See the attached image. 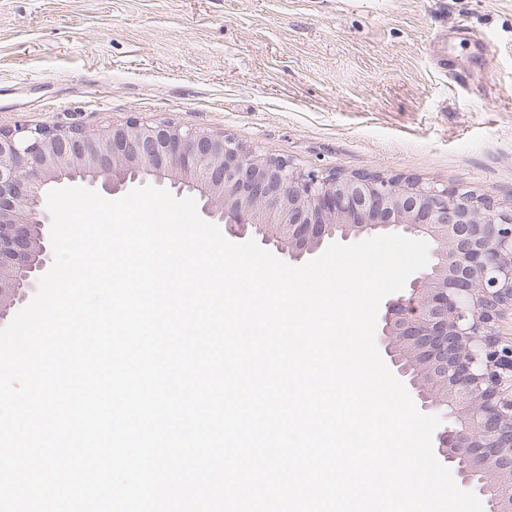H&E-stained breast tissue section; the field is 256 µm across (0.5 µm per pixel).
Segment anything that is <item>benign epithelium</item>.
<instances>
[{
	"label": "benign epithelium",
	"mask_w": 512,
	"mask_h": 512,
	"mask_svg": "<svg viewBox=\"0 0 512 512\" xmlns=\"http://www.w3.org/2000/svg\"><path fill=\"white\" fill-rule=\"evenodd\" d=\"M100 178L116 193L148 179L188 189L232 235L291 261L336 241L401 231L431 262L386 303L379 342L420 407L442 418L435 451L460 488L512 512V206L462 187L371 174L302 173L273 154L174 123L0 128V323L53 263L46 186Z\"/></svg>",
	"instance_id": "1"
}]
</instances>
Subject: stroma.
Here are the masks:
<instances>
[{
  "label": "stroma",
  "instance_id": "1",
  "mask_svg": "<svg viewBox=\"0 0 512 512\" xmlns=\"http://www.w3.org/2000/svg\"><path fill=\"white\" fill-rule=\"evenodd\" d=\"M133 118L512 204V0H0V128Z\"/></svg>",
  "mask_w": 512,
  "mask_h": 512
}]
</instances>
